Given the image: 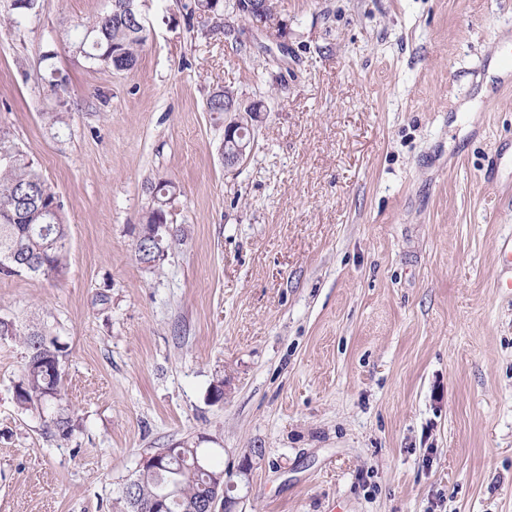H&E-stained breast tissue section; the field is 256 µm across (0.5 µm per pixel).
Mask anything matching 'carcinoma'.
<instances>
[{
    "instance_id": "obj_1",
    "label": "carcinoma",
    "mask_w": 512,
    "mask_h": 512,
    "mask_svg": "<svg viewBox=\"0 0 512 512\" xmlns=\"http://www.w3.org/2000/svg\"><path fill=\"white\" fill-rule=\"evenodd\" d=\"M244 0H191L188 17L236 10ZM40 0H11L9 23L20 25L37 15ZM113 8L98 16L75 23L67 33L66 41L91 66L117 71L133 69L143 51L146 39L138 34L129 20L112 17ZM0 275L10 277L19 273L59 276L67 265V225L61 223L60 205L32 162L28 161L8 134L0 130ZM175 189L173 182L159 180L156 184L155 207L148 214L134 244L137 260L148 269H154L164 259L168 242L185 237L181 226L166 225L163 233L156 232L155 215L166 211L170 196L162 194L164 187ZM11 337L27 350L22 374L15 385V396L22 409L35 407L47 414L45 424L59 439L66 441L80 433L83 420L65 401V371L67 344L60 337L43 331H26L13 325ZM180 450L175 460L167 465L162 475L149 468L138 470L134 497L128 499L131 512H152L160 491V477H169L177 484L180 503L172 512H197L199 504L213 497L207 475L193 468L194 457L212 455L209 448H201L193 440L177 443Z\"/></svg>"
}]
</instances>
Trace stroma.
Listing matches in <instances>:
<instances>
[{
  "label": "stroma",
  "instance_id": "obj_1",
  "mask_svg": "<svg viewBox=\"0 0 512 512\" xmlns=\"http://www.w3.org/2000/svg\"><path fill=\"white\" fill-rule=\"evenodd\" d=\"M188 2L146 0L131 71L64 37L107 0L0 24V129L68 226L64 275H0V318L62 336L84 424L19 408L0 338V512H128L191 437L247 468L238 512H512V0H278L244 43ZM224 86L269 108L233 170ZM161 178L186 238L150 271ZM164 186H167L169 192H171V189H175L172 181L163 179L159 180L154 186L158 188L156 201H154L155 207L149 212L146 223L140 225V230L134 244V253L137 260L147 269H155L160 264V261L164 259L169 240L178 239L179 236L180 239L185 237L183 227L174 226L173 224H165L167 229L163 233H160V230L156 232L155 215L165 212V221H167L166 208L170 204V195L162 194ZM159 234H161L160 240H157ZM175 455V448H168L155 455L145 456L140 462L139 469L136 475L134 497L127 499V502L132 512H152L155 509L153 505L155 498L160 491V477L151 469L157 470L164 465L162 462L166 457ZM151 469L147 468L153 466ZM146 467V468H144Z\"/></svg>",
  "mask_w": 512,
  "mask_h": 512
}]
</instances>
